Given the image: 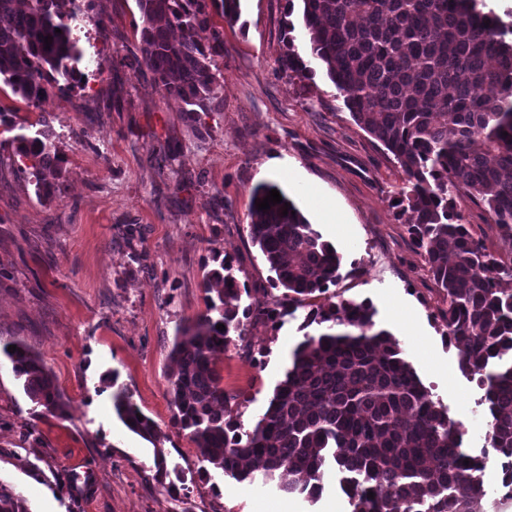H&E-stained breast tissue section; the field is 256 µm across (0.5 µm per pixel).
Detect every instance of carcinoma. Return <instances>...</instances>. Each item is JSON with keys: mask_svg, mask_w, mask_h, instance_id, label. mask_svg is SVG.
Listing matches in <instances>:
<instances>
[{"mask_svg": "<svg viewBox=\"0 0 512 512\" xmlns=\"http://www.w3.org/2000/svg\"><path fill=\"white\" fill-rule=\"evenodd\" d=\"M300 2L306 43L299 51L288 38L282 67L306 77V57L322 62L357 127L405 175L395 207L413 215L411 245L442 294L448 343L485 389L486 441L502 483L512 484V291L501 287L512 279V258L489 252L452 206L455 194L469 193L512 254V28L484 10L483 0ZM137 5L143 25L135 70L150 73L162 96L180 100L183 111L207 110L218 96L212 56L224 51V40L215 30L206 46L196 34L214 12L238 21L241 0ZM92 8L93 0H0V79L34 105L50 87L70 90L84 52L65 18ZM36 124L40 129L13 137V166L42 197L52 194L60 171L48 121ZM272 189L252 191L249 232L285 302L243 307L249 290L230 265L209 272L206 292L215 296L207 297L208 314L182 327L169 353L173 425L188 432L214 469L238 482L263 481L314 502L336 470L352 512H476L487 494L488 456L461 451L462 424L401 356L396 338L376 328L371 304L314 302L336 284L341 257L287 196L257 209ZM300 308L308 309L303 327L321 331L303 335L266 410L244 431L228 408L216 359L243 339L244 321L275 326ZM13 344L15 352H3L26 395L47 414L67 418L69 405L51 370L25 342ZM112 407L153 445L155 480L173 490L159 425L138 420L140 409L124 388L113 393ZM0 512H30L23 493L1 481Z\"/></svg>", "mask_w": 512, "mask_h": 512, "instance_id": "obj_1", "label": "carcinoma"}]
</instances>
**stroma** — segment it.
I'll return each mask as SVG.
<instances>
[{
  "instance_id": "35a3bbf8",
  "label": "stroma",
  "mask_w": 512,
  "mask_h": 512,
  "mask_svg": "<svg viewBox=\"0 0 512 512\" xmlns=\"http://www.w3.org/2000/svg\"><path fill=\"white\" fill-rule=\"evenodd\" d=\"M300 22L286 0H242L233 24L213 16L197 38L224 32L211 65L221 89L193 122L129 66L142 26L136 0H95L77 22L98 73L71 92L50 90L32 109L0 82V106L14 120L47 118L60 168L57 192L37 197L11 167L13 145L0 143V340L38 351L69 404L68 418L42 415L0 358V480L31 512H350L338 477L314 502L239 483L213 471L170 423L168 354L178 327L207 312V273L226 261L250 303L282 295L249 234L261 183L279 186L336 248L340 277L327 298L370 302L377 327L463 424L462 452L485 451L484 391L443 334L442 297L410 243L409 214L393 205L401 169L356 126L325 66L313 63L306 78L279 68L289 40L303 38ZM273 158L282 171L267 170ZM319 194L346 218L341 238L316 210ZM455 211L489 251L503 252L497 226L467 195ZM305 314L248 322L243 341L220 356L243 429L268 406L304 333H318L302 330ZM110 372L165 433L167 463L185 478L176 493L154 479L152 444L113 411L102 381Z\"/></svg>"
}]
</instances>
